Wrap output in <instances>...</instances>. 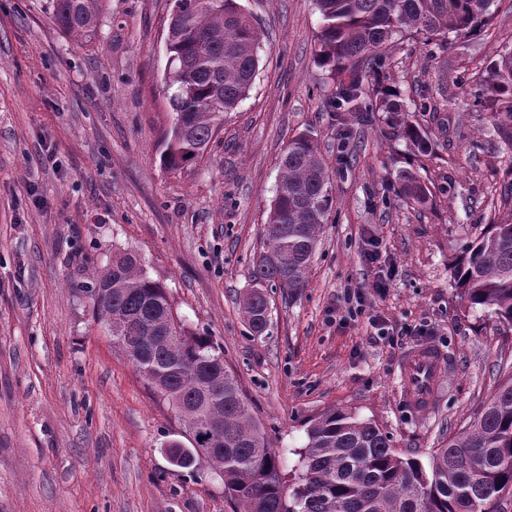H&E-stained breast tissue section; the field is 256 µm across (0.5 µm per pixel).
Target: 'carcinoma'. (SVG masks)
Here are the masks:
<instances>
[{
	"mask_svg": "<svg viewBox=\"0 0 512 512\" xmlns=\"http://www.w3.org/2000/svg\"><path fill=\"white\" fill-rule=\"evenodd\" d=\"M189 13L168 22L166 47L174 79L167 104L174 123L165 134L161 165L177 171L202 159L224 118L248 96L259 66L261 31L237 0H184ZM321 16L317 61L328 72L331 112H379L386 125L410 142L414 155L432 153L431 136L399 87L369 85L397 37L412 35L448 44V34L470 33L485 24L493 0H316ZM103 0H53L56 25L79 42L100 26ZM502 137L512 142V48L485 69L474 91ZM275 197L263 225V250L252 271V289L240 301L248 326L262 333L271 285L300 294L308 287L332 204V179L317 143L301 134L279 156ZM404 197L419 204L428 188L402 175ZM455 287L470 307L488 309L512 327V217L494 221L470 241L454 269ZM105 298L95 300L96 293ZM85 293L98 320L133 348L127 358L147 385L184 424L206 411L215 432H200L191 447L172 445L183 460L208 452L224 478L235 512H501L512 497V373L504 377L480 414L425 466L399 452L375 421L330 408L307 429L301 470L288 483L279 456L269 447L224 349L207 332L192 331L172 312L166 289L129 254L93 272ZM165 320L181 340L156 333Z\"/></svg>",
	"mask_w": 512,
	"mask_h": 512,
	"instance_id": "1",
	"label": "carcinoma"
}]
</instances>
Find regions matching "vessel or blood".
Segmentation results:
<instances>
[{"label": "vessel or blood", "instance_id": "obj_1", "mask_svg": "<svg viewBox=\"0 0 512 512\" xmlns=\"http://www.w3.org/2000/svg\"><path fill=\"white\" fill-rule=\"evenodd\" d=\"M441 367V357L430 348L412 350L404 358L401 364L403 399L414 410L422 412L432 405Z\"/></svg>", "mask_w": 512, "mask_h": 512}]
</instances>
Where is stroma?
Returning a JSON list of instances; mask_svg holds the SVG:
<instances>
[{"label": "stroma", "mask_w": 512, "mask_h": 512, "mask_svg": "<svg viewBox=\"0 0 512 512\" xmlns=\"http://www.w3.org/2000/svg\"><path fill=\"white\" fill-rule=\"evenodd\" d=\"M263 30L259 70L204 158L159 161L172 119L163 76L169 0H105L95 38L70 40L52 0H0V512H233L208 461L166 453L185 426L98 321L84 292L116 252L136 253L174 312L224 349L284 475L299 467L311 419L331 407L372 419L398 450L428 461L493 394L512 362V329L469 308L453 278L468 241L512 191V145L480 112L473 88L512 46V0L447 48L399 40L383 74L435 142L415 159L381 114L339 121L315 58V0H237ZM463 83H456L458 74ZM308 134L333 178V213L308 288L269 287V324L254 333L238 305L288 141ZM429 190L400 195L399 173ZM382 257H363L368 239ZM393 267L384 294L373 284ZM368 315L410 329L401 346L367 317L338 318L347 292ZM445 354L434 406L400 401L411 349Z\"/></svg>", "instance_id": "obj_1"}]
</instances>
